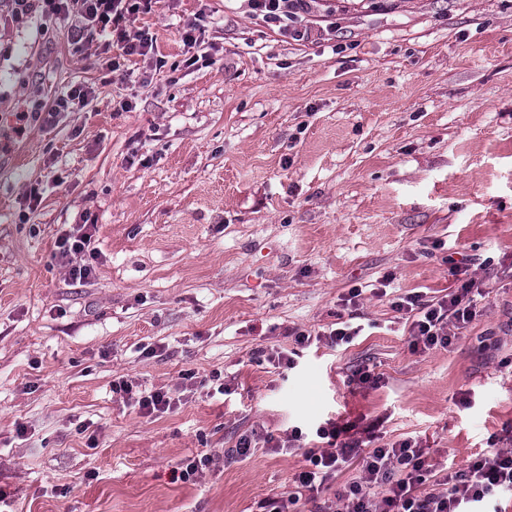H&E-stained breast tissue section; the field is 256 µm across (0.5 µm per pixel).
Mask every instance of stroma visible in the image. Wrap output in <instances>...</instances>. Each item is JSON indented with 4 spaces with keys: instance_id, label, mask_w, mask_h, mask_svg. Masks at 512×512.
Returning <instances> with one entry per match:
<instances>
[{
    "instance_id": "35a3bbf8",
    "label": "stroma",
    "mask_w": 512,
    "mask_h": 512,
    "mask_svg": "<svg viewBox=\"0 0 512 512\" xmlns=\"http://www.w3.org/2000/svg\"><path fill=\"white\" fill-rule=\"evenodd\" d=\"M289 26L319 34L156 0L127 29L164 67L115 71L110 36L80 49L0 0V512H260L330 420L416 438L439 471L512 448V0H315ZM73 86L84 107L18 130ZM77 224L82 281L55 257ZM451 258L485 296L451 347L412 351L391 302L448 294ZM355 287L362 336L264 360ZM365 367L378 387L351 383ZM121 379L178 404L144 415ZM295 428L297 448L227 456ZM73 231L63 233L57 240L58 256L60 259H66L69 268V275L73 279H87L92 273L93 266L89 262L73 265V257H84L89 253L91 259H96L95 248L90 249L92 235L83 230H87L86 224H77Z\"/></svg>"
}]
</instances>
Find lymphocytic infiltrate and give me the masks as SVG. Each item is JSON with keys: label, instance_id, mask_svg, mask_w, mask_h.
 <instances>
[{"label": "lymphocytic infiltrate", "instance_id": "f902f5d3", "mask_svg": "<svg viewBox=\"0 0 512 512\" xmlns=\"http://www.w3.org/2000/svg\"><path fill=\"white\" fill-rule=\"evenodd\" d=\"M40 2L48 22L62 23L80 17V24L73 29L75 43H90L108 32L115 34L123 56L147 57L155 52L152 35L141 32L131 37L124 29L128 17L150 10L153 0ZM90 245V233L79 227L58 238V256L70 261L72 278L90 276L93 266L84 260ZM448 272L458 286L443 297L428 299L414 292L397 297L392 303L393 309L410 323L412 348L451 346L476 315L475 299L484 293L481 282L471 276L468 266L454 261ZM363 330L362 324L348 318L315 333L295 328L291 334L295 344L303 348L315 342L338 347L351 344ZM342 432V427L332 422L317 428L316 435L326 440V447L307 452L308 465L295 477V492L266 500L264 512H291L302 496L318 493L335 481L340 468L358 455L356 443L342 440ZM360 457L358 476L346 482L337 494L342 512H469L470 507L487 498L512 496V448L495 449L466 468L446 474L439 487L432 489L426 486L431 466L415 440L403 439Z\"/></svg>", "mask_w": 512, "mask_h": 512}]
</instances>
